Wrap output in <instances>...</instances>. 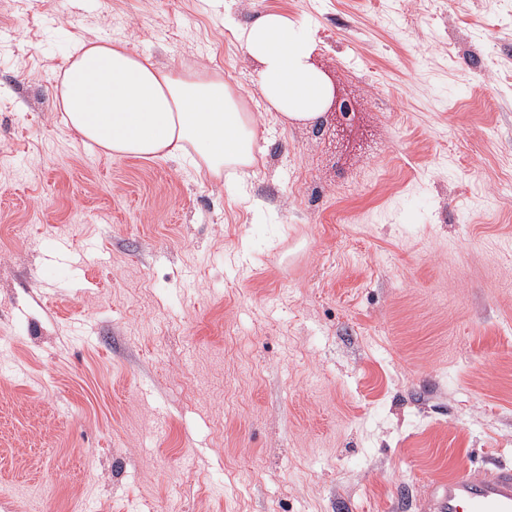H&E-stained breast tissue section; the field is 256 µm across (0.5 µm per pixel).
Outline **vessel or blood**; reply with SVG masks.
<instances>
[{
  "label": "vessel or blood",
  "instance_id": "obj_1",
  "mask_svg": "<svg viewBox=\"0 0 512 512\" xmlns=\"http://www.w3.org/2000/svg\"><path fill=\"white\" fill-rule=\"evenodd\" d=\"M425 512H512V467L498 466L474 476L449 473L433 484L423 503Z\"/></svg>",
  "mask_w": 512,
  "mask_h": 512
}]
</instances>
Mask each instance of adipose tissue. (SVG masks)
<instances>
[{"label":"adipose tissue","mask_w":512,"mask_h":512,"mask_svg":"<svg viewBox=\"0 0 512 512\" xmlns=\"http://www.w3.org/2000/svg\"><path fill=\"white\" fill-rule=\"evenodd\" d=\"M235 36L257 66L268 111L286 122L319 121L332 88L312 58L311 27L272 10L237 25ZM71 136L118 156L189 158L221 176L254 162L258 126L223 75L205 66L167 69L134 54L121 39L78 43L57 86Z\"/></svg>","instance_id":"1"}]
</instances>
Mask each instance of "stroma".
I'll use <instances>...</instances> for the list:
<instances>
[{
  "label": "stroma",
  "instance_id": "1",
  "mask_svg": "<svg viewBox=\"0 0 512 512\" xmlns=\"http://www.w3.org/2000/svg\"><path fill=\"white\" fill-rule=\"evenodd\" d=\"M310 24L317 123L234 36ZM223 73L246 194L74 140L85 41ZM512 466V0H0V512H420Z\"/></svg>",
  "mask_w": 512,
  "mask_h": 512
}]
</instances>
